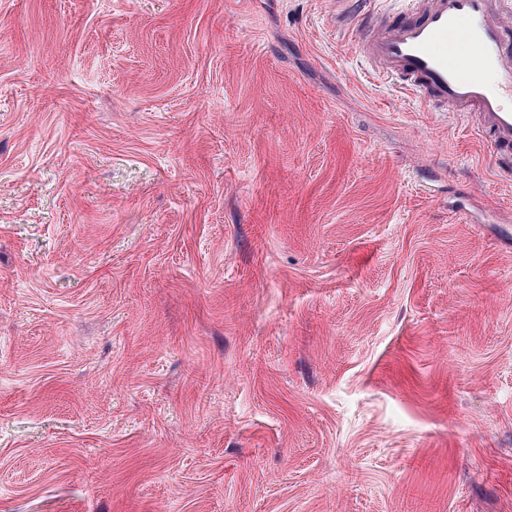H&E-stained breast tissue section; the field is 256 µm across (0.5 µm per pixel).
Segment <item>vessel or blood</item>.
<instances>
[{"mask_svg": "<svg viewBox=\"0 0 512 512\" xmlns=\"http://www.w3.org/2000/svg\"><path fill=\"white\" fill-rule=\"evenodd\" d=\"M403 8L362 15L357 46L371 75L410 90L430 112L471 118L512 165V49L495 19L504 0H403Z\"/></svg>", "mask_w": 512, "mask_h": 512, "instance_id": "1", "label": "vessel or blood"}]
</instances>
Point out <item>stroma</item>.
<instances>
[{
  "label": "stroma",
  "mask_w": 512,
  "mask_h": 512,
  "mask_svg": "<svg viewBox=\"0 0 512 512\" xmlns=\"http://www.w3.org/2000/svg\"><path fill=\"white\" fill-rule=\"evenodd\" d=\"M332 0H0V512H512V167Z\"/></svg>",
  "instance_id": "obj_1"
}]
</instances>
